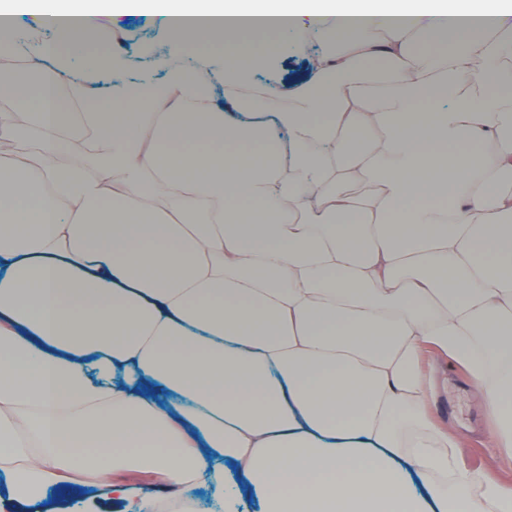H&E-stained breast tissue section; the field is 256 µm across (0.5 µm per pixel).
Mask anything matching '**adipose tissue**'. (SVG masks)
Instances as JSON below:
<instances>
[{"mask_svg": "<svg viewBox=\"0 0 512 512\" xmlns=\"http://www.w3.org/2000/svg\"><path fill=\"white\" fill-rule=\"evenodd\" d=\"M22 12L80 24L59 51L25 43ZM145 16L329 20L339 50L290 94L249 85L268 55L245 45L205 80L89 81L102 20ZM0 18L26 59L0 109V505L512 512V484L431 421L419 368L426 346L462 365L512 459V0H0Z\"/></svg>", "mask_w": 512, "mask_h": 512, "instance_id": "obj_1", "label": "adipose tissue"}]
</instances>
